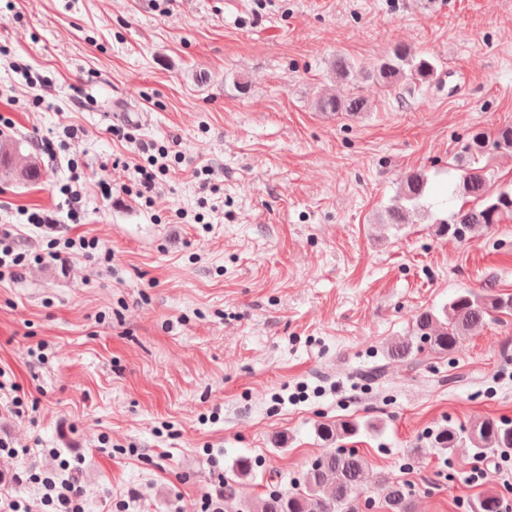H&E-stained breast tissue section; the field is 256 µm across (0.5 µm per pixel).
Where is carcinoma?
<instances>
[{"instance_id": "carcinoma-1", "label": "carcinoma", "mask_w": 512, "mask_h": 512, "mask_svg": "<svg viewBox=\"0 0 512 512\" xmlns=\"http://www.w3.org/2000/svg\"><path fill=\"white\" fill-rule=\"evenodd\" d=\"M336 78L349 84L354 77L355 64L338 56L333 62ZM435 71L433 62L399 45L392 54L379 63L369 77L383 85L402 79L425 81ZM321 112H363L367 108L364 98L348 91H337L319 97ZM512 152V125L496 128L492 134H478L466 145L472 162L461 169L456 192L469 199V206L460 207L445 224L443 232L463 242L479 226L490 227L512 217V190L491 191L492 177L487 166L480 165L488 149ZM427 179L420 173L408 174L402 193L386 211L389 224L406 223L411 209L420 205L426 192ZM512 312V294H496L493 289H465L437 314L431 310L419 314L415 322V335L389 344L387 353L408 360L423 346L438 353H452L463 337L484 328L495 313ZM366 423L354 420L319 428L320 436L328 443L357 435ZM474 456L484 457L501 448H512V420L484 418L474 423L467 434ZM462 436L447 428L439 432L434 446L440 450L458 447ZM368 465L365 458L352 450L328 448L312 464L303 486L266 498H259L247 506V512H358L357 493L367 481ZM383 501L387 512H412V502L405 486L389 482L383 488ZM500 496L489 490L477 500L474 512H500Z\"/></svg>"}]
</instances>
